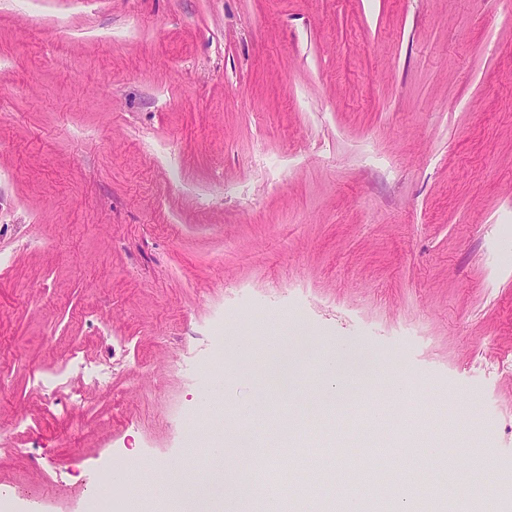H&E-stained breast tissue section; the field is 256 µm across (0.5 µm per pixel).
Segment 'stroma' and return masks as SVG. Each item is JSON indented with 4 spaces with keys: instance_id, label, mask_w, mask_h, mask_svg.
<instances>
[{
    "instance_id": "35a3bbf8",
    "label": "stroma",
    "mask_w": 512,
    "mask_h": 512,
    "mask_svg": "<svg viewBox=\"0 0 512 512\" xmlns=\"http://www.w3.org/2000/svg\"><path fill=\"white\" fill-rule=\"evenodd\" d=\"M224 356L209 373L216 328ZM314 341L293 395L253 399L281 341ZM363 350L315 405L322 361ZM109 385L64 410L33 387L73 351ZM207 440L177 447L172 412ZM0 488L39 512L97 482L94 456L155 455L122 512H175L161 466L256 479L300 425L436 472L435 512H512V0H0Z\"/></svg>"
}]
</instances>
